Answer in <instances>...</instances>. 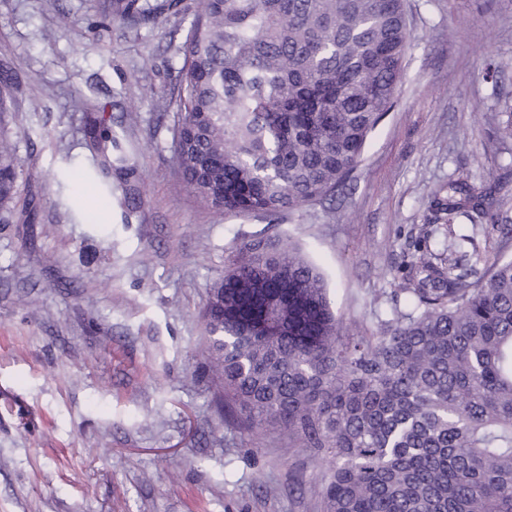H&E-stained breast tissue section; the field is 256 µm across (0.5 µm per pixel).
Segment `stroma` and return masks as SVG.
<instances>
[{
  "instance_id": "stroma-1",
  "label": "stroma",
  "mask_w": 512,
  "mask_h": 512,
  "mask_svg": "<svg viewBox=\"0 0 512 512\" xmlns=\"http://www.w3.org/2000/svg\"><path fill=\"white\" fill-rule=\"evenodd\" d=\"M76 26L56 28L59 11ZM398 101L334 199L278 223L223 218L185 187L172 113L127 81L169 89L182 15L109 26L98 0H0V67L23 58L4 131L34 207L0 221V512H320L322 471L267 430L242 433L215 403L201 309L230 249L286 236L322 271L343 333H376L396 264L460 173L501 186L512 225V0H408ZM54 29L53 41L43 33ZM137 105L140 208L125 215L86 172L75 96Z\"/></svg>"
}]
</instances>
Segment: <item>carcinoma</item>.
Here are the masks:
<instances>
[{"label":"carcinoma","instance_id":"1","mask_svg":"<svg viewBox=\"0 0 512 512\" xmlns=\"http://www.w3.org/2000/svg\"><path fill=\"white\" fill-rule=\"evenodd\" d=\"M179 0H109L136 30ZM167 98L185 186L213 213L274 222L333 195L358 169L396 102L410 38L405 0H193ZM512 67L494 58L491 79ZM85 112L96 175L136 208V156L115 154L116 129L141 116ZM22 169L0 136V212L18 202ZM406 263L404 307L374 336L342 337L325 279L298 248L259 237L233 247L202 311L208 368L224 414L244 430H278L327 464L310 485L323 512H512V260L478 255L456 224L495 223L496 187L461 176L438 189ZM275 285L276 337L249 336L243 302Z\"/></svg>","mask_w":512,"mask_h":512}]
</instances>
